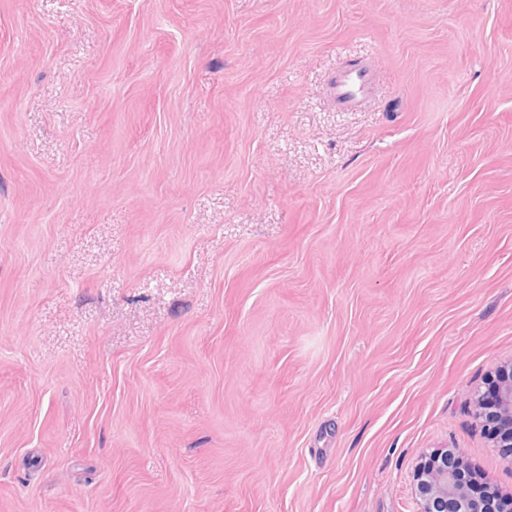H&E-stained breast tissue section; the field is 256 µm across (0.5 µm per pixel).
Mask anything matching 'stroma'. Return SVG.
Listing matches in <instances>:
<instances>
[{
  "instance_id": "1",
  "label": "stroma",
  "mask_w": 512,
  "mask_h": 512,
  "mask_svg": "<svg viewBox=\"0 0 512 512\" xmlns=\"http://www.w3.org/2000/svg\"><path fill=\"white\" fill-rule=\"evenodd\" d=\"M511 359L512 0H0V512L511 495ZM371 84L366 70L342 71L332 82V91L337 105L349 109L359 104ZM491 386H484L487 399L491 400L492 407H485L484 392L479 391L475 396L474 416L486 428L489 440L493 447H512V359L510 362L499 365L493 372ZM501 419L509 421V427L502 429ZM413 481L419 505L416 512L470 511L466 480L458 468L448 466L447 448L424 455Z\"/></svg>"
}]
</instances>
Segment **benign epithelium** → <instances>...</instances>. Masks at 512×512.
<instances>
[{
  "label": "benign epithelium",
  "instance_id": "1",
  "mask_svg": "<svg viewBox=\"0 0 512 512\" xmlns=\"http://www.w3.org/2000/svg\"><path fill=\"white\" fill-rule=\"evenodd\" d=\"M474 416L494 447H512V361L499 365L491 384L476 394ZM413 481L417 512H461L468 504L466 480L459 469L448 465L446 449L423 456Z\"/></svg>",
  "mask_w": 512,
  "mask_h": 512
}]
</instances>
